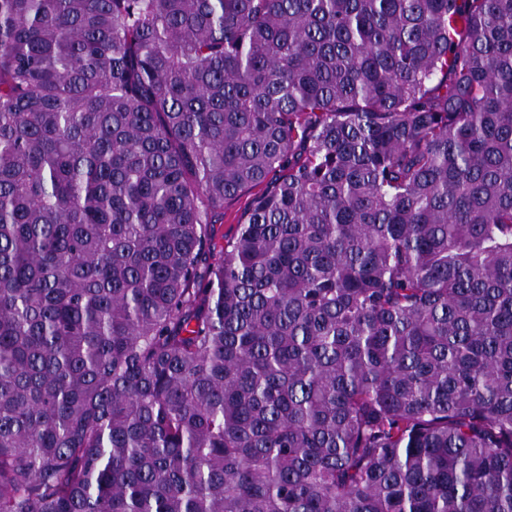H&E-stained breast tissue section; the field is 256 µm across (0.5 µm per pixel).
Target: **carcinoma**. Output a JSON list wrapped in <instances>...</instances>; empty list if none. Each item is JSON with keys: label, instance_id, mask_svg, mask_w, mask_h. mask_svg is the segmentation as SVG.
I'll use <instances>...</instances> for the list:
<instances>
[{"label": "carcinoma", "instance_id": "carcinoma-1", "mask_svg": "<svg viewBox=\"0 0 512 512\" xmlns=\"http://www.w3.org/2000/svg\"><path fill=\"white\" fill-rule=\"evenodd\" d=\"M0 512H512V0H0ZM261 188L262 187H257L253 189L251 194L257 193ZM250 195H244L224 203V220L223 224H221V232H223L224 236L228 239L234 236L238 227L237 225L243 220L251 199Z\"/></svg>", "mask_w": 512, "mask_h": 512}]
</instances>
